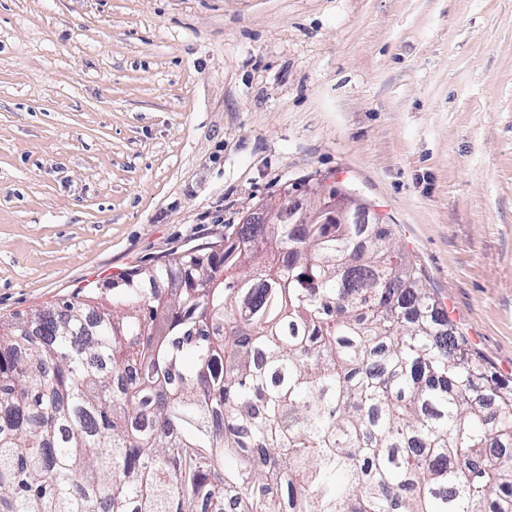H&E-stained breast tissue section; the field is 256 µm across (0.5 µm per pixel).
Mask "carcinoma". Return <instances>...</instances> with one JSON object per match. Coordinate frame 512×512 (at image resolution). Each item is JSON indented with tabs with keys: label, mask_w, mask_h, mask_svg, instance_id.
<instances>
[{
	"label": "carcinoma",
	"mask_w": 512,
	"mask_h": 512,
	"mask_svg": "<svg viewBox=\"0 0 512 512\" xmlns=\"http://www.w3.org/2000/svg\"><path fill=\"white\" fill-rule=\"evenodd\" d=\"M0 512H512V384L376 214L242 223L0 321Z\"/></svg>",
	"instance_id": "cac0c4a2"
}]
</instances>
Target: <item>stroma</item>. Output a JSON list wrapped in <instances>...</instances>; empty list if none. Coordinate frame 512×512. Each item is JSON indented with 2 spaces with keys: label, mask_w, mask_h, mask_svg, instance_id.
Here are the masks:
<instances>
[{
  "label": "stroma",
  "mask_w": 512,
  "mask_h": 512,
  "mask_svg": "<svg viewBox=\"0 0 512 512\" xmlns=\"http://www.w3.org/2000/svg\"><path fill=\"white\" fill-rule=\"evenodd\" d=\"M317 177L512 379V0H0V318Z\"/></svg>",
  "instance_id": "35a3bbf8"
}]
</instances>
